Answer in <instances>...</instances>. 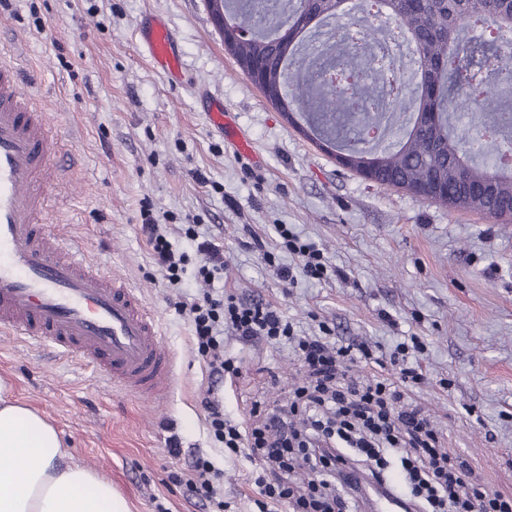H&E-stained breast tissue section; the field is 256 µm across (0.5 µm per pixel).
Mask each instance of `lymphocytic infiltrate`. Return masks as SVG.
Here are the masks:
<instances>
[{
    "instance_id": "lymphocytic-infiltrate-1",
    "label": "lymphocytic infiltrate",
    "mask_w": 512,
    "mask_h": 512,
    "mask_svg": "<svg viewBox=\"0 0 512 512\" xmlns=\"http://www.w3.org/2000/svg\"><path fill=\"white\" fill-rule=\"evenodd\" d=\"M148 244L158 257L170 284H177L189 262L176 252L153 220H145ZM283 247L299 260L298 267H280L282 281L291 284L296 273L313 279L340 276L322 249L301 238L287 225L277 227ZM198 357L210 376L238 374L233 359L224 355L225 335L248 342L265 339L294 345L305 379L294 388L287 416L273 413L242 425L226 419L215 387L204 401L211 438L231 456L250 459L257 489L258 512L288 504L293 512H359L357 488L341 476L346 460H353L365 482L383 483L398 469L407 490L400 498L407 512H512V496L491 493L477 484L470 465L450 455L430 420L406 403L409 386L423 382L409 361L410 346L398 343L390 356L377 354L361 343H340L328 325L320 335L300 336L269 301H242L204 291L184 305ZM390 363L393 377L362 380L351 375L353 364ZM317 471V479L300 484L295 470ZM221 473L208 457L198 456L179 482L201 503L205 512H224Z\"/></svg>"
}]
</instances>
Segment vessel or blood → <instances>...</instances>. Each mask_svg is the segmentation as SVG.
I'll return each mask as SVG.
<instances>
[{"mask_svg": "<svg viewBox=\"0 0 512 512\" xmlns=\"http://www.w3.org/2000/svg\"><path fill=\"white\" fill-rule=\"evenodd\" d=\"M151 63L181 77L172 34L158 19L144 27ZM53 127L0 61V335L50 343L126 391L162 406L173 361L140 289L87 262L67 237L44 227L56 174Z\"/></svg>", "mask_w": 512, "mask_h": 512, "instance_id": "obj_1", "label": "vessel or blood"}]
</instances>
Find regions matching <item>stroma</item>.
Masks as SVG:
<instances>
[{
    "mask_svg": "<svg viewBox=\"0 0 512 512\" xmlns=\"http://www.w3.org/2000/svg\"><path fill=\"white\" fill-rule=\"evenodd\" d=\"M153 15L176 41L172 82L141 47ZM0 59L50 114L57 131L46 221L88 249V261L142 289L175 366L160 410L57 359L0 337V377L53 420L75 461L111 481L131 512H202L172 479L203 454L224 471L228 512H257L252 466L225 456L208 432V372L177 303L204 285L193 271L170 285L141 230L150 211L182 251L179 225L218 245L215 290L275 304L297 335L322 320L348 341L382 351L410 337L429 381L410 403L483 487L512 496V223L454 210L341 167L271 105L224 46L206 0H0ZM223 106L232 136L209 113ZM246 140L240 153L233 138ZM285 224L314 240L343 277L282 284L252 239L282 253ZM240 373L225 377L224 415L246 423L255 402L287 404L303 371L292 346L225 337ZM451 379L450 390L438 381Z\"/></svg>",
    "mask_w": 512,
    "mask_h": 512,
    "instance_id": "stroma-1",
    "label": "stroma"
}]
</instances>
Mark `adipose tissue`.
<instances>
[{
    "label": "adipose tissue",
    "mask_w": 512,
    "mask_h": 512,
    "mask_svg": "<svg viewBox=\"0 0 512 512\" xmlns=\"http://www.w3.org/2000/svg\"><path fill=\"white\" fill-rule=\"evenodd\" d=\"M0 512H130L110 481L72 461L52 420L0 380Z\"/></svg>",
    "instance_id": "1"
}]
</instances>
